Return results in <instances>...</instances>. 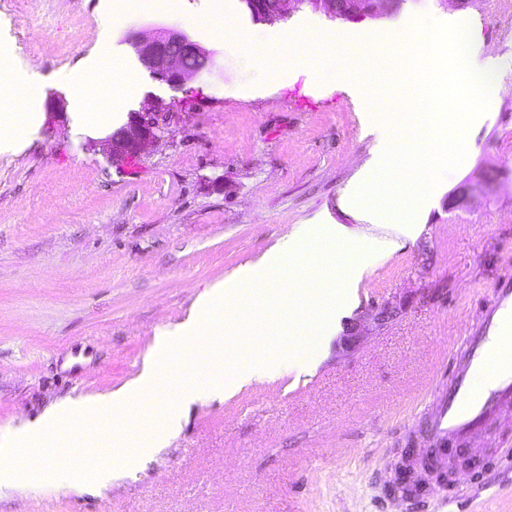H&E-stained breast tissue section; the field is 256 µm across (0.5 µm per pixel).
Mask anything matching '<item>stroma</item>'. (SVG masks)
<instances>
[{"mask_svg":"<svg viewBox=\"0 0 512 512\" xmlns=\"http://www.w3.org/2000/svg\"><path fill=\"white\" fill-rule=\"evenodd\" d=\"M454 12L448 0H404L360 22L304 8L267 23L244 0H38L30 11L0 0V72L34 79L11 93L33 117L28 145H0V439L53 403L136 377L156 331L316 214L365 233L338 206L371 148L354 104L329 74L289 76L253 42L291 50L332 30L341 64L370 29ZM465 13L497 89L417 238L394 251L376 233L357 306L313 372L280 357L273 377L231 398L188 401L141 469H102V493L9 482L0 512H398L387 486L402 450L424 441L436 391L423 379L447 370L497 282L512 281V0ZM167 26L211 66L174 88L133 59L139 105L166 107L168 128L140 158L112 162L103 136L49 103L71 100L80 59ZM463 183L466 201L448 209ZM386 302L399 315L380 327L372 310ZM353 322L362 339L350 351ZM446 512H512V475L458 491Z\"/></svg>","mask_w":512,"mask_h":512,"instance_id":"obj_1","label":"stroma"}]
</instances>
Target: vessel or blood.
<instances>
[{
    "label": "vessel or blood",
    "instance_id": "1",
    "mask_svg": "<svg viewBox=\"0 0 512 512\" xmlns=\"http://www.w3.org/2000/svg\"><path fill=\"white\" fill-rule=\"evenodd\" d=\"M466 344L448 380V396L439 401L427 429L426 466L438 478L448 474L452 446L478 434L499 403L512 401V287L496 289L492 307ZM399 492L403 500L413 501L426 496L428 488L409 469Z\"/></svg>",
    "mask_w": 512,
    "mask_h": 512
}]
</instances>
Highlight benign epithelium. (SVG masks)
<instances>
[{"mask_svg":"<svg viewBox=\"0 0 512 512\" xmlns=\"http://www.w3.org/2000/svg\"><path fill=\"white\" fill-rule=\"evenodd\" d=\"M403 0H278V10L267 9L266 0H251L252 11L273 23L302 7L322 11L332 18L361 21L375 17L381 10L393 12ZM196 58L210 62L209 53L182 31L162 27L153 36L140 42L142 64L154 78L179 88L199 74L186 65V59ZM167 115L157 106L146 107L131 114L127 127L106 138L109 152L114 159L141 156L166 130Z\"/></svg>","mask_w":512,"mask_h":512,"instance_id":"obj_1","label":"benign epithelium"}]
</instances>
